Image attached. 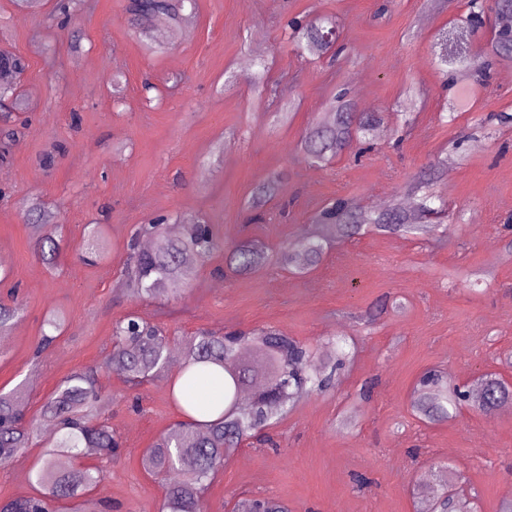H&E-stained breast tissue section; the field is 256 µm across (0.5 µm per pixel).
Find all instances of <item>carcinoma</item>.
<instances>
[{
    "label": "carcinoma",
    "mask_w": 512,
    "mask_h": 512,
    "mask_svg": "<svg viewBox=\"0 0 512 512\" xmlns=\"http://www.w3.org/2000/svg\"><path fill=\"white\" fill-rule=\"evenodd\" d=\"M197 0H129V13L140 19L162 16L177 25L196 12ZM496 16L495 26L483 53L471 54L464 33L444 35L439 42L438 58L449 66L444 86L453 89L467 81L488 85L487 74L493 65L512 62V28L500 19L512 17V0H467L466 31L485 27L484 17ZM333 22L324 17L291 20L287 24L288 41L295 49L311 57H320L333 49L325 35ZM24 60L16 55L0 53V73L20 74ZM264 60L254 63L251 85L258 99L277 94L266 75ZM333 121L313 126L299 143L311 164L325 166L345 150L357 137L371 135L379 122L375 115L353 122L354 105L343 93L333 97ZM448 173V165L431 169L414 178L406 186L416 198L413 212H408L399 199L388 208L362 212L343 196L321 207L313 217L316 231L309 237L289 243L277 252L259 241L245 238L228 251L227 265L238 274H251L270 260L294 270H304L320 263L329 249V236L350 240L370 226L390 234L437 236L443 206L436 205L439 196L434 184L439 174ZM280 179L272 178L259 185L247 206L259 212L273 197ZM38 255L50 265L60 253L53 228L34 226ZM147 234L158 241L153 250L128 247L126 286L147 299L177 297L194 277V261L205 260L218 248L216 231L211 224L189 223L182 232L170 236L165 219L140 228L136 235ZM20 308L0 302V335L9 332L18 320ZM111 353L105 368L140 385L163 375L168 368V342L163 330L135 314L117 321L110 338ZM184 369L218 366L224 370V397L208 404L186 396L181 412L190 408L216 418L206 423L194 419L180 421L164 433L141 459L145 471L164 475L168 480L160 512H205L204 494L212 476L224 466V456L240 448L257 432L271 426V420L288 410L303 393H321L333 383L335 368L349 358L342 342L332 345L329 359L333 369L317 366L316 353L294 339L272 328L234 331L219 334L199 331L182 339ZM102 368L84 367L67 376L44 403V413L52 422V432L43 437L25 417L24 405L16 392L0 394V464L15 458L23 449L41 444V463L30 475L36 486L32 494L0 502V512H52L56 503L68 501L73 512H97L100 502L91 492L104 479L101 470L80 468L73 464L87 448L96 449L106 458L119 448L112 426L99 420L103 400L97 379ZM468 405L488 413L512 405V384L496 373H488L472 400L465 401L460 387L448 382V374L429 369L417 381L411 397L412 411L427 423L443 422ZM413 494L429 503L434 512H473V502L461 495L448 494V484L417 483ZM238 509L261 512H292L288 503L270 498L237 501Z\"/></svg>",
    "instance_id": "carcinoma-1"
}]
</instances>
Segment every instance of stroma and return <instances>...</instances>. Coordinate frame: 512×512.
Here are the masks:
<instances>
[{"label": "stroma", "mask_w": 512, "mask_h": 512, "mask_svg": "<svg viewBox=\"0 0 512 512\" xmlns=\"http://www.w3.org/2000/svg\"><path fill=\"white\" fill-rule=\"evenodd\" d=\"M197 0L188 23L131 21L128 0H82L60 22L57 0H0V51L24 57L16 103L0 107V129H14L0 159V297L23 308L0 344V392L23 389L25 415L46 429L44 399L73 371L105 362L116 321L129 313L163 326L172 347L200 330L274 327L318 349L343 337L354 356L332 388L301 399L277 419L276 447L236 451L211 481L208 512L231 499L265 496L294 512H419L410 493L431 460L450 461L452 481L474 491L477 512L511 501L512 409L463 407L428 424L411 410L413 387L430 368L474 384L487 372L512 382V82L495 65L489 87H473L447 115L435 46L456 27L465 0L444 10L425 0ZM332 16L347 49L312 62L284 36L294 17ZM269 64L277 98L256 101L250 77ZM233 85H226L227 76ZM380 113L376 148L362 160L342 153L311 165L297 144L329 119L337 86ZM293 102L285 124L274 114ZM454 159L452 179L435 189L448 203L441 239L369 231L333 243L323 262L299 274L268 264L247 276L227 273L226 249L248 236L269 249L309 236L312 216L336 196L379 206L397 198L424 168ZM280 177L281 191L252 223L245 201ZM38 199L41 211L29 213ZM159 214L215 225L223 249L198 263L181 297L146 301L123 290L133 230ZM56 226L61 264L39 259L31 227ZM101 225L106 248L79 256L85 225ZM484 272L466 286L440 279L453 269ZM66 328L43 354L35 348L48 312ZM372 313V326L360 315ZM105 412L122 437L118 458L103 464L96 496L114 512H158L163 486L144 471L143 453L179 422L171 378L133 389L118 372L100 374ZM372 383L368 400L358 392ZM41 448L0 464V499L31 493L29 471ZM369 478L368 487L355 484Z\"/></svg>", "instance_id": "1"}]
</instances>
